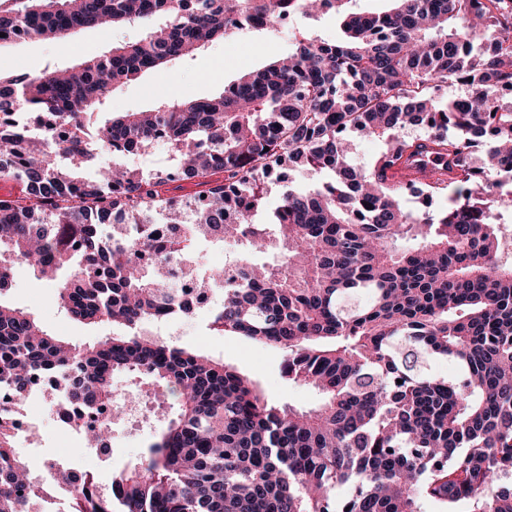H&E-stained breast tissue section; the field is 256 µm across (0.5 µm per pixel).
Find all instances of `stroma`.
I'll list each match as a JSON object with an SVG mask.
<instances>
[{
	"instance_id": "35a3bbf8",
	"label": "stroma",
	"mask_w": 512,
	"mask_h": 512,
	"mask_svg": "<svg viewBox=\"0 0 512 512\" xmlns=\"http://www.w3.org/2000/svg\"><path fill=\"white\" fill-rule=\"evenodd\" d=\"M306 31L330 42L345 36L342 18L331 13L279 21L261 31H243L230 41L210 44L193 59L171 69L147 73L126 83L110 95L104 108L95 110L88 117L86 126L94 128L110 112H136L152 106L156 97L151 89L166 78L171 81L173 96L191 99L219 96L225 85L233 83L243 73L263 69L272 60L290 54ZM145 35L144 27L127 25L113 29L107 36L87 29L69 36L61 44L39 38L28 39L0 49V73L37 75L63 63L73 64L84 57L105 54L113 46L140 41ZM332 178V173L327 170L285 165L281 173L268 179L265 202L253 214V223L272 222L288 190L314 189ZM55 295V288L36 279L28 265L16 264L9 296L12 303L30 309L43 326L72 344L91 345L111 337V326L90 327L66 316L58 307ZM210 321L211 314L205 311L193 318L168 322L165 330L174 334L177 344L235 366L280 402L300 407L318 403L319 395L314 389L288 382L283 376L279 351L240 336L214 335ZM23 411L28 419L40 423L41 431L35 438L19 434L15 451L56 497L61 496L62 491L49 475L50 463L80 465L107 486L112 481L113 472L137 463L156 437L155 429L147 425L137 431L116 428L112 453L102 460L82 446L80 436L54 429V408L48 400L26 399Z\"/></svg>"
}]
</instances>
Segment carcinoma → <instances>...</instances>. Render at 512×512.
<instances>
[{
	"label": "carcinoma",
	"mask_w": 512,
	"mask_h": 512,
	"mask_svg": "<svg viewBox=\"0 0 512 512\" xmlns=\"http://www.w3.org/2000/svg\"><path fill=\"white\" fill-rule=\"evenodd\" d=\"M0 0V47L140 24L146 36L33 79L0 75V512H47L14 450L29 385L45 373L60 414L99 448L100 415L120 406L122 373L150 378L177 408L140 464L86 472L68 512H512V0ZM334 13L346 38L303 35L287 59L214 98L122 112L90 139L72 134L108 93L196 56L262 20ZM441 84L459 87L442 102ZM420 126L424 137L407 130ZM385 141L367 167L348 133ZM60 134L64 146L45 141ZM173 164L144 176L100 160L156 140ZM432 145L448 176L421 182L437 211H410L387 170ZM328 170L290 190L271 224L249 216L281 165ZM96 167L85 179L77 170ZM192 180V196L169 186ZM181 237L155 236L157 220ZM240 250L196 286L220 298L211 326L284 353L288 380L315 389L281 404L232 365L155 336L188 316L166 273L200 241ZM57 288L73 320L120 333L73 345L12 304L13 266ZM446 361L454 374L435 375ZM402 383H397V380Z\"/></svg>",
	"instance_id": "obj_1"
}]
</instances>
